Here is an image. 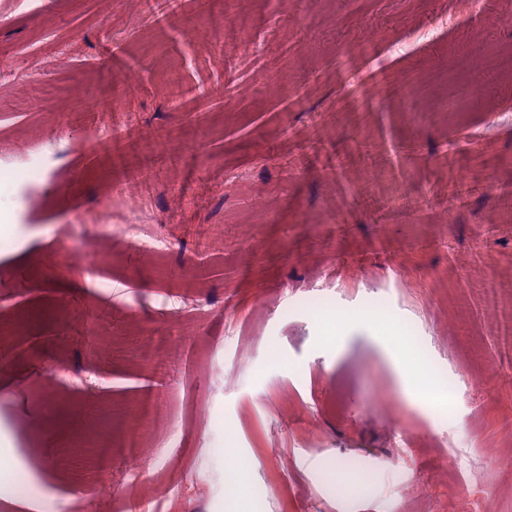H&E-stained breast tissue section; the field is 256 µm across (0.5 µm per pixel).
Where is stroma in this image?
Masks as SVG:
<instances>
[{
    "instance_id": "obj_1",
    "label": "stroma",
    "mask_w": 512,
    "mask_h": 512,
    "mask_svg": "<svg viewBox=\"0 0 512 512\" xmlns=\"http://www.w3.org/2000/svg\"><path fill=\"white\" fill-rule=\"evenodd\" d=\"M116 100L111 141L85 105ZM26 168L0 183V512H512V0H0V170ZM121 190L136 217L103 216ZM367 302L410 335L309 317ZM402 362L447 374V417ZM102 227L108 234L112 232H123L130 240L132 246L142 247L145 243L144 240L154 236L150 227L147 224H95ZM433 383L437 385V387L430 396L427 391L416 386L411 378H406L409 393L415 401L422 403L433 415L447 416L451 406V394L448 391V377L436 374L433 376Z\"/></svg>"
}]
</instances>
